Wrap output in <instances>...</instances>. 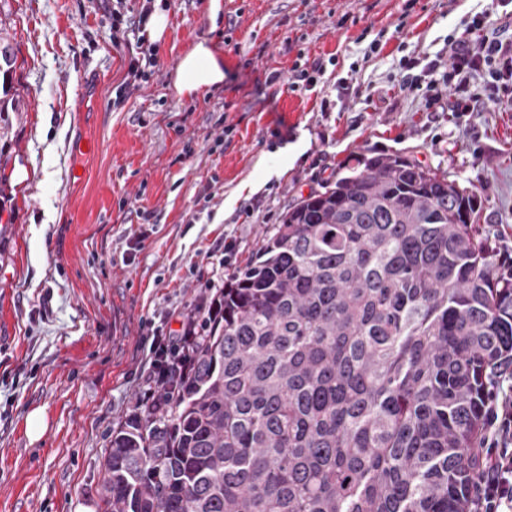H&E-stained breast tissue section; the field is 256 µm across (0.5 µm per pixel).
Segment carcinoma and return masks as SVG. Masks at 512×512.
Listing matches in <instances>:
<instances>
[{
	"instance_id": "obj_1",
	"label": "carcinoma",
	"mask_w": 512,
	"mask_h": 512,
	"mask_svg": "<svg viewBox=\"0 0 512 512\" xmlns=\"http://www.w3.org/2000/svg\"><path fill=\"white\" fill-rule=\"evenodd\" d=\"M16 100L0 90L4 113ZM476 195L360 155L291 205L112 433L105 512H469L512 257Z\"/></svg>"
}]
</instances>
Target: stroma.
<instances>
[{"label":"stroma","mask_w":512,"mask_h":512,"mask_svg":"<svg viewBox=\"0 0 512 512\" xmlns=\"http://www.w3.org/2000/svg\"><path fill=\"white\" fill-rule=\"evenodd\" d=\"M223 3L214 23L208 0H0L22 104L0 141V512H104L103 453L145 407L153 333L179 330L355 156L401 154L472 191L512 254V101L458 119L399 67L442 79L448 38L482 11L512 22V0ZM156 5L157 65L121 91L137 35L113 45L112 13ZM202 39L224 81L177 95L176 65ZM300 58L324 64L312 90L267 84ZM93 72L108 77L94 103Z\"/></svg>","instance_id":"1"}]
</instances>
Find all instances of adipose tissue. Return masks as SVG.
<instances>
[{"mask_svg":"<svg viewBox=\"0 0 512 512\" xmlns=\"http://www.w3.org/2000/svg\"><path fill=\"white\" fill-rule=\"evenodd\" d=\"M224 80V60L210 43L196 42L178 61L174 88L178 95L193 96L219 86Z\"/></svg>","mask_w":512,"mask_h":512,"instance_id":"adipose-tissue-1","label":"adipose tissue"}]
</instances>
